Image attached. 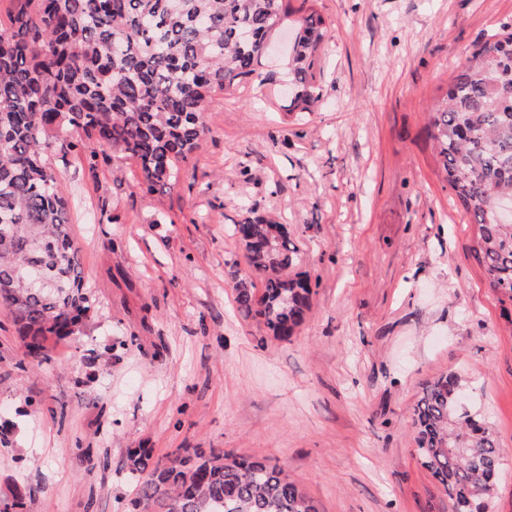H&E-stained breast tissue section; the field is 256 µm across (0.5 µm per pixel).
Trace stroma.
<instances>
[{
  "instance_id": "obj_1",
  "label": "stroma",
  "mask_w": 512,
  "mask_h": 512,
  "mask_svg": "<svg viewBox=\"0 0 512 512\" xmlns=\"http://www.w3.org/2000/svg\"><path fill=\"white\" fill-rule=\"evenodd\" d=\"M312 12L329 30L321 100L291 112L278 44ZM510 23L512 0H288L255 80L209 102L164 195L140 190L134 161L54 133L92 311L25 360L0 308V497L126 512L131 449L215 448L282 465L318 512H448L411 413L454 373L503 450L491 512H512V304L485 285L426 131L475 44ZM256 217L286 225L313 289L285 341L235 302L231 271L264 291L232 232Z\"/></svg>"
}]
</instances>
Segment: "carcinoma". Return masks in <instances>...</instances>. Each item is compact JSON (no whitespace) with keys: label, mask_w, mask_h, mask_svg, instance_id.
<instances>
[{"label":"carcinoma","mask_w":512,"mask_h":512,"mask_svg":"<svg viewBox=\"0 0 512 512\" xmlns=\"http://www.w3.org/2000/svg\"><path fill=\"white\" fill-rule=\"evenodd\" d=\"M0 29V307L43 354L66 338L91 304L71 230L64 182L48 166L54 129L80 133L141 168L146 191L174 188L180 163L208 134L209 100L253 79L270 35L287 16L285 0H18ZM328 27L312 12L295 36L288 66V111L320 101L313 83ZM427 133L457 202L472 218V250L485 284L512 302V31L475 45L468 64L429 113ZM239 239L264 277L261 297L237 280L235 301L279 339L292 335L310 306L309 279L293 272L298 250L280 225L257 218ZM460 379L443 374L421 388L412 411L416 456L448 496V512H489L502 460L492 427L463 409ZM137 489L129 512H317L270 461L184 448L155 460L129 451ZM31 492L0 498V512H26Z\"/></svg>","instance_id":"1"}]
</instances>
